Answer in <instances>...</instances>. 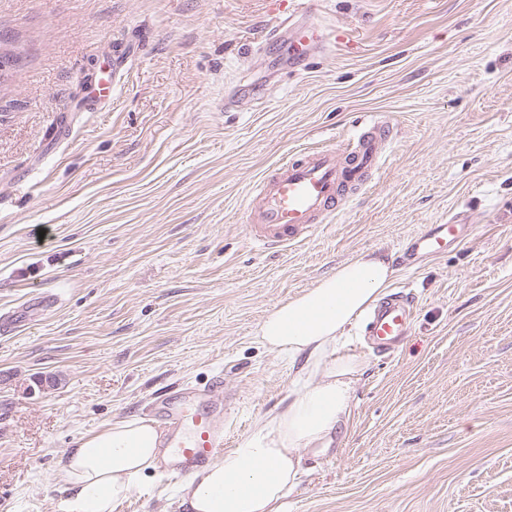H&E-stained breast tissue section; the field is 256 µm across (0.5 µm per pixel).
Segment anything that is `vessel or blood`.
Masks as SVG:
<instances>
[{
	"mask_svg": "<svg viewBox=\"0 0 512 512\" xmlns=\"http://www.w3.org/2000/svg\"><path fill=\"white\" fill-rule=\"evenodd\" d=\"M315 12V0H299L294 13L271 29L269 41L288 45L301 59L327 51L331 37L321 32ZM117 73V64H110L106 77L90 83L87 109L111 99ZM392 131L388 121L378 118L354 136L350 147L297 153L276 165L247 196L246 230L251 242L265 253L278 254L312 237L321 224L336 217L351 194L363 189L368 175L380 166ZM465 236L464 225L432 224L412 238L406 254L412 262L440 257ZM415 318L412 297L394 292L368 313L365 334L373 346L391 350L409 336ZM223 399L224 384L217 379L207 393L187 388L181 396L162 402L168 427L165 470L187 476L222 452V417L205 410L203 403Z\"/></svg>",
	"mask_w": 512,
	"mask_h": 512,
	"instance_id": "obj_1",
	"label": "vessel or blood"
}]
</instances>
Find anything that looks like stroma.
<instances>
[{
	"label": "stroma",
	"mask_w": 512,
	"mask_h": 512,
	"mask_svg": "<svg viewBox=\"0 0 512 512\" xmlns=\"http://www.w3.org/2000/svg\"><path fill=\"white\" fill-rule=\"evenodd\" d=\"M336 41L254 43L268 0H0V512H62L81 435L223 376L224 437L286 402L300 365L257 328L364 250L430 224L465 240L397 268L414 332L368 365L333 443L302 452L288 512H512V0H321ZM126 56L110 104L88 75ZM393 127L380 168L279 255L245 228L250 186L292 154ZM53 296L52 307L42 297ZM149 474L116 512H181Z\"/></svg>",
	"instance_id": "1"
}]
</instances>
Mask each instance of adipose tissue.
<instances>
[{"mask_svg": "<svg viewBox=\"0 0 512 512\" xmlns=\"http://www.w3.org/2000/svg\"><path fill=\"white\" fill-rule=\"evenodd\" d=\"M394 275L383 254L362 252L267 313L256 337L270 352L301 361L297 382L285 405L254 419L237 448L188 477L180 489L185 512H288L301 449L329 440L346 422L366 369L363 355L347 352L345 331L363 320ZM163 437L143 416L78 437L59 468L63 512H115L156 470Z\"/></svg>", "mask_w": 512, "mask_h": 512, "instance_id": "1", "label": "adipose tissue"}]
</instances>
